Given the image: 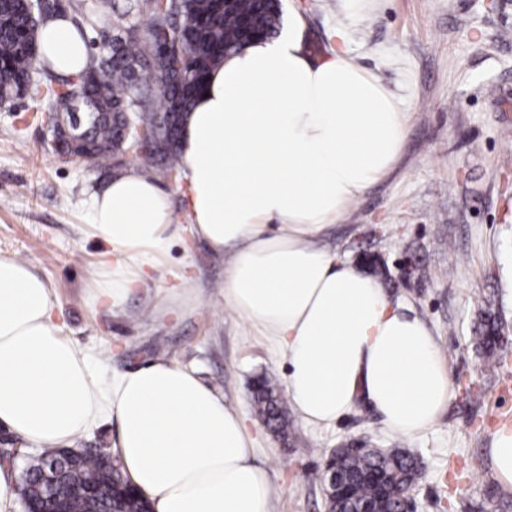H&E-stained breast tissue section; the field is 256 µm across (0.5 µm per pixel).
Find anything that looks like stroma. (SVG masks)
Instances as JSON below:
<instances>
[{
  "label": "stroma",
  "instance_id": "35a3bbf8",
  "mask_svg": "<svg viewBox=\"0 0 512 512\" xmlns=\"http://www.w3.org/2000/svg\"><path fill=\"white\" fill-rule=\"evenodd\" d=\"M283 21L301 22L310 56L347 49L405 114L392 172L314 243L354 268L367 254L384 262L382 287L426 321L452 384L433 427L391 433L362 402L323 429L291 416L286 444L266 427L253 379L283 380L286 361L225 309L232 255L191 232L185 176L157 179L183 227L170 261L119 305L95 304L90 284L107 248L89 228V203L110 176L57 153L43 123L19 121L42 109L35 97L0 107V255L46 278L63 335L100 385L164 358L223 394L270 473L272 512H326L316 475L354 438L421 457L418 512H512L489 457L499 416L512 417V353L490 370L472 343L480 309L512 326V0H371L358 19L343 0H283Z\"/></svg>",
  "mask_w": 512,
  "mask_h": 512
}]
</instances>
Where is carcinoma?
Wrapping results in <instances>:
<instances>
[{
    "instance_id": "1",
    "label": "carcinoma",
    "mask_w": 512,
    "mask_h": 512,
    "mask_svg": "<svg viewBox=\"0 0 512 512\" xmlns=\"http://www.w3.org/2000/svg\"><path fill=\"white\" fill-rule=\"evenodd\" d=\"M281 0H141L117 17L100 12L87 19L99 25L106 53L90 66L98 79L87 84L81 76H62L37 60L29 48L35 41L27 0H0V102L21 98L33 74L41 82L31 94L45 102L52 133L59 142L74 143L76 156L98 169L117 167L128 152V131L139 127L152 141L151 148L133 152L148 169L163 176L179 174L178 136L193 98L207 75L224 57L251 37H275L282 26ZM488 366L506 351L499 327L489 311L481 314L473 337ZM258 415L282 439L289 436L288 407L277 383L261 375L253 382ZM69 450L45 448L29 463L27 496L48 508L41 466L56 461L76 483L95 494L76 501L77 512H146L149 505L122 478L117 466L107 477L109 457L98 450L68 456ZM349 495L329 508L349 512L368 503L378 512H398L403 495L418 475L417 460L399 448L383 456L349 450L343 458Z\"/></svg>"
}]
</instances>
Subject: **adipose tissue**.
I'll return each mask as SVG.
<instances>
[{
	"label": "adipose tissue",
	"mask_w": 512,
	"mask_h": 512,
	"mask_svg": "<svg viewBox=\"0 0 512 512\" xmlns=\"http://www.w3.org/2000/svg\"><path fill=\"white\" fill-rule=\"evenodd\" d=\"M303 31L258 40L207 77L181 130L193 232L232 248L224 304L285 355L301 422L328 427L367 402L385 428L430 429L451 383L424 321L381 285L313 245L345 205L392 171L405 134L394 95L336 50L314 60ZM38 57L64 75L90 63L70 17L38 31ZM110 248L94 302L119 304L169 257L181 229L165 192L131 170L90 200ZM119 423L118 466L154 512H271L267 470L244 419L195 372L158 359L100 387L55 321L50 287L0 256V427L63 447L102 411ZM493 473L512 489V425L491 435Z\"/></svg>",
	"instance_id": "obj_1"
}]
</instances>
